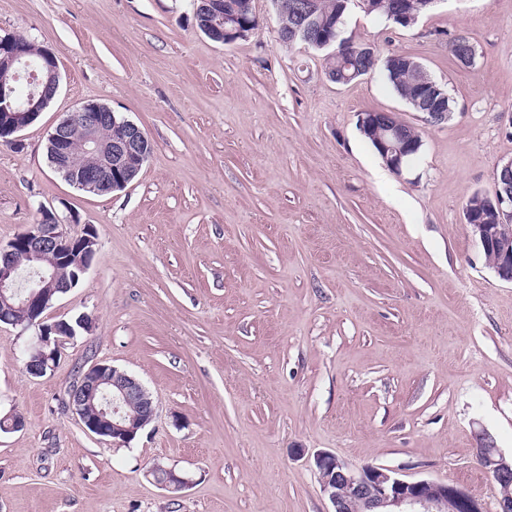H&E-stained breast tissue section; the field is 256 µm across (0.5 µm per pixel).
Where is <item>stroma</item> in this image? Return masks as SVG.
Wrapping results in <instances>:
<instances>
[{"label":"stroma","instance_id":"stroma-1","mask_svg":"<svg viewBox=\"0 0 512 512\" xmlns=\"http://www.w3.org/2000/svg\"><path fill=\"white\" fill-rule=\"evenodd\" d=\"M249 38L199 32L191 0H0V33L58 54L61 86L0 142V244L47 207L99 235L49 321L87 315L53 371L27 374L32 330L0 326V512H330L313 456L464 486L485 512L498 488L485 433L512 455V283L463 221L512 159V0H439L409 29L354 12L380 57L420 61L453 100L432 124L382 74L341 85L325 54L282 45L269 0ZM477 50L455 63L450 36ZM102 103L153 152L125 189L80 192L50 168L48 133ZM364 112L421 134L395 174L361 135ZM136 375L154 421L126 445L65 407L81 369ZM157 466L189 479L173 492Z\"/></svg>","mask_w":512,"mask_h":512}]
</instances>
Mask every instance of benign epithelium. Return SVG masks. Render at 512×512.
<instances>
[{
  "label": "benign epithelium",
  "instance_id": "7a95c632",
  "mask_svg": "<svg viewBox=\"0 0 512 512\" xmlns=\"http://www.w3.org/2000/svg\"><path fill=\"white\" fill-rule=\"evenodd\" d=\"M204 32L214 40L230 44L244 34L240 15L224 6V0H204ZM275 12L294 10L293 22L280 33L281 40L300 42L308 48L323 49L338 39L340 34L325 31L324 20L317 16L311 0L274 2ZM30 54L28 42L14 35L0 37V69L18 70ZM41 72H30L38 84V95L27 102L25 111H19L10 85H0V133L9 126L11 143L22 147L19 133L28 127L55 97L60 86V72L56 53L45 49L39 62ZM419 70V89L413 105L427 108L429 120L442 123L448 120L446 95L440 93L427 71ZM108 122L120 130L119 136L109 140L107 147L99 145L97 129ZM404 123L393 112H365L359 122L360 133L369 137L388 168L400 175L417 157L422 141L406 138ZM79 127L84 133L83 151L72 149L70 131ZM53 147L54 169L68 183L78 189L98 193L123 190L133 180L148 159L149 138L135 122L117 120L110 107L97 102L85 103L66 116L48 135ZM40 230L23 233L5 245L0 244V325L17 326L14 315L25 310L29 316L27 327L36 329L37 341L27 349L25 367L37 377L55 367L60 344L76 336L75 327L86 328L89 318L80 317L76 325L66 320L49 323L44 314L54 302L67 294L86 273L99 248V237L92 227L80 236H70L64 230L63 220L54 210H39ZM465 224L479 243L482 251L495 256L489 264L498 277L512 282V160L502 165L493 202L488 210L467 207L463 210ZM28 257H53L55 265L71 266V281L63 285L56 274L43 277L27 295L17 290V252ZM112 391V407L95 403L102 386ZM67 407L91 434L114 444L130 443L136 433L143 431L155 418L156 406L151 393L143 383L126 370L95 362L82 370L69 388ZM133 412H128V409ZM481 464L496 481L512 478V460H507L484 435L476 448ZM322 492L327 496L331 512H447L448 501L458 503L460 512H485L482 503L465 488L429 480H407L396 470L366 465L354 468L340 461L330 452L314 455ZM156 482L168 490L177 491L189 480L173 468L164 469Z\"/></svg>",
  "mask_w": 512,
  "mask_h": 512
}]
</instances>
